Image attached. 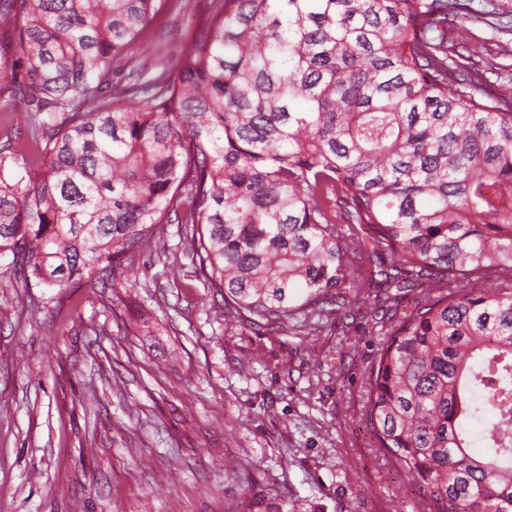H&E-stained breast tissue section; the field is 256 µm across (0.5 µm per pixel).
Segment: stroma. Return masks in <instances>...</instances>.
Wrapping results in <instances>:
<instances>
[{"label":"stroma","mask_w":512,"mask_h":512,"mask_svg":"<svg viewBox=\"0 0 512 512\" xmlns=\"http://www.w3.org/2000/svg\"><path fill=\"white\" fill-rule=\"evenodd\" d=\"M463 2L467 55L512 89V0ZM208 3L166 0L143 40L175 64ZM183 232L156 226L132 281L21 288L0 259V512H421L363 416L382 289L308 336L253 329Z\"/></svg>","instance_id":"stroma-1"}]
</instances>
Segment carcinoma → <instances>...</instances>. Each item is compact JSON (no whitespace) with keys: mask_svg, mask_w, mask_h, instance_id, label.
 I'll return each mask as SVG.
<instances>
[{"mask_svg":"<svg viewBox=\"0 0 512 512\" xmlns=\"http://www.w3.org/2000/svg\"><path fill=\"white\" fill-rule=\"evenodd\" d=\"M157 2L0 0V97L28 112L0 146L16 283L110 277L188 224L204 286L300 336L373 265L415 292L369 373L376 447L425 512H512V96L448 63L465 5L209 0L168 66L127 55Z\"/></svg>","mask_w":512,"mask_h":512,"instance_id":"carcinoma-1","label":"carcinoma"}]
</instances>
